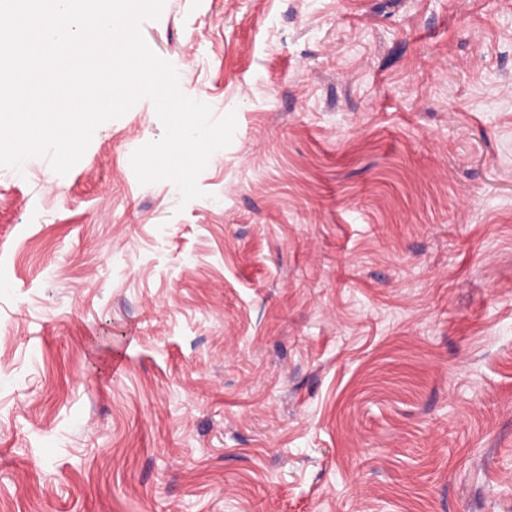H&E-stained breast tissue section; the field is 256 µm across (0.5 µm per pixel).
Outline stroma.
Instances as JSON below:
<instances>
[{
  "mask_svg": "<svg viewBox=\"0 0 512 512\" xmlns=\"http://www.w3.org/2000/svg\"><path fill=\"white\" fill-rule=\"evenodd\" d=\"M235 112L0 167V512H512V0H164Z\"/></svg>",
  "mask_w": 512,
  "mask_h": 512,
  "instance_id": "stroma-1",
  "label": "stroma"
}]
</instances>
